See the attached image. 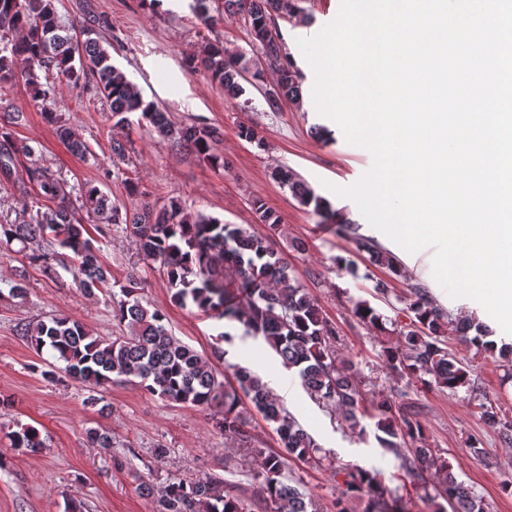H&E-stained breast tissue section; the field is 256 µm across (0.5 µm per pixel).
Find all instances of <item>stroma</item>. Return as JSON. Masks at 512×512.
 Instances as JSON below:
<instances>
[{
    "label": "stroma",
    "instance_id": "obj_1",
    "mask_svg": "<svg viewBox=\"0 0 512 512\" xmlns=\"http://www.w3.org/2000/svg\"><path fill=\"white\" fill-rule=\"evenodd\" d=\"M341 0H299L308 22L277 17L274 29L284 54L300 70L301 104L281 101L270 108L263 91L274 88L278 74L264 71V88L246 87L242 96L227 99L223 89L200 71L188 68L203 39H218L233 52L256 55L247 22L224 18L206 28L195 17L189 0L166 8L155 0H57L65 20L94 26L111 44L113 65L140 90L145 102L163 110L174 127L205 123L223 134L217 146L222 168L199 161L186 147L144 127L125 131L114 127L106 100L94 87L74 88L55 83L57 112L67 118L75 135L91 154H71L42 117L40 101L22 85L0 89V125L10 113L23 120L10 126L18 143H39L40 161L64 179L71 193L94 184L121 207L134 209L143 202L163 204L178 200L189 212L201 211L227 224L259 227L254 201L282 218L274 235L277 250L288 260L299 281L315 298L323 316L339 337L338 358L351 366L362 393H390L399 389L420 410L429 443L439 450L458 480L481 498L485 512H512V494L502 483L512 481V447L504 445L494 429L480 419L475 400L466 390L452 393L427 386L416 378L399 377L384 362L385 347L396 345L401 324L408 317L398 297L411 286L424 285L448 315V347L475 369L484 400L512 420V368L476 346L462 343L454 326L458 319L479 313L494 338H503L497 322L476 301L451 299L433 276V248L408 253L385 234L371 227L350 199L334 194V187L354 184L368 171L373 158L360 146L348 143L339 127L320 116L313 103V70L297 41L318 33L338 14ZM257 128L262 144L241 138V126ZM130 141L126 181L138 186L129 195L125 181L112 176V140ZM292 169L336 213L323 221L302 207L291 190L277 182L275 169ZM358 226L399 260L403 274L390 278L386 269L358 252L353 237L340 231L341 222ZM91 237L117 281L139 275L144 303L161 309L173 336L203 355L213 347L226 348V362L251 368L262 376L274 396L315 438L333 466L359 465L385 474L392 496L402 499L406 512H438L441 505L434 483L414 488L403 478L400 461L383 453L375 439L360 442L348 430L334 407L312 400L297 376L285 369L263 341L246 339L226 345L220 334L223 321L208 317L194 306L182 307L171 299L166 278L148 268L136 255L132 238L122 228L103 226ZM308 248L294 249L297 240ZM21 282L23 295L6 294L8 281ZM390 281L393 296L377 294L374 284ZM368 302L380 315L381 328L364 323L353 313L356 302ZM65 315L81 322L96 336L123 332L105 296L88 297L63 268L45 274L28 254L0 248V512H154V498L142 494L141 477L151 474L155 485L177 477L197 481L223 475L225 467L254 468L246 450L224 438L211 425L208 411L174 404L150 395L131 382H114L103 393V408L85 406L81 383L62 378L51 383L34 373L41 356L21 330L28 323ZM36 427L45 445L36 450L16 448L11 435L18 426ZM91 427L112 434V446L103 450L86 439ZM479 449H472V439ZM166 448L156 458L155 448ZM333 467L289 461L288 470L314 495L322 512H335L342 485Z\"/></svg>",
    "mask_w": 512,
    "mask_h": 512
}]
</instances>
